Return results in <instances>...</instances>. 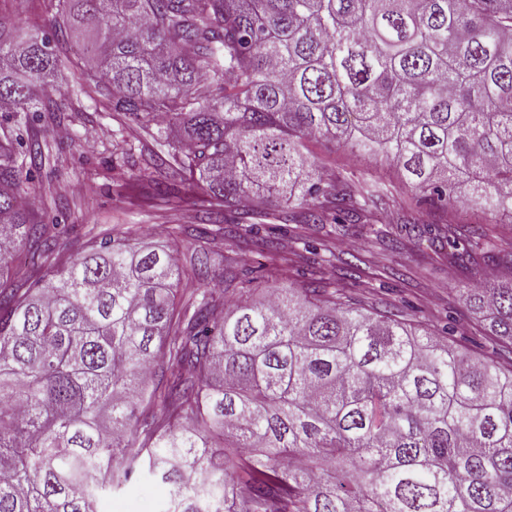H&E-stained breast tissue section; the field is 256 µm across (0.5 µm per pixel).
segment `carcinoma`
Masks as SVG:
<instances>
[{
  "instance_id": "obj_1",
  "label": "carcinoma",
  "mask_w": 512,
  "mask_h": 512,
  "mask_svg": "<svg viewBox=\"0 0 512 512\" xmlns=\"http://www.w3.org/2000/svg\"><path fill=\"white\" fill-rule=\"evenodd\" d=\"M0 18V102L23 125L74 35L88 93L167 138L210 208L275 199L296 224L370 223L385 184L313 174L304 143L400 168L434 211L512 218V0H42ZM0 141V512H95L146 469L170 512H512V360L317 288L176 302L170 252L114 235L60 265ZM512 342V276L469 289ZM0 13L33 30L49 32L53 26L51 14L42 13L39 0H0Z\"/></svg>"
}]
</instances>
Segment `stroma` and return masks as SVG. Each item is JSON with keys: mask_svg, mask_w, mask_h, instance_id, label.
<instances>
[{"mask_svg": "<svg viewBox=\"0 0 512 512\" xmlns=\"http://www.w3.org/2000/svg\"><path fill=\"white\" fill-rule=\"evenodd\" d=\"M59 90L73 106L52 123L35 124L30 138L47 141L50 156L22 183L33 214L67 227L58 260L82 250L90 238L115 234L163 245L183 266L206 251L211 255L206 274L181 280L179 302L219 283L253 277L257 299L269 286L341 288L354 305L420 321L438 334L454 324L462 348L482 352L488 338L465 301L466 289L512 262V219L475 203L449 211L448 221L461 235H468L470 225H481L483 241L498 251L496 258H476L468 272H461L448 263L447 243L424 233L437 217L417 206L397 167L381 157L363 159L348 148L309 141L304 152L323 175L393 185V201L376 223L350 224L342 231L333 224H291L271 201L258 224H206L198 202L203 191L195 180L173 181L155 167L166 149L152 131L104 110L81 91L74 73L63 72ZM139 171L154 178L155 186L133 181ZM169 506L159 476L144 473L123 490L102 496L97 512H167Z\"/></svg>", "mask_w": 512, "mask_h": 512, "instance_id": "35a3bbf8", "label": "stroma"}]
</instances>
